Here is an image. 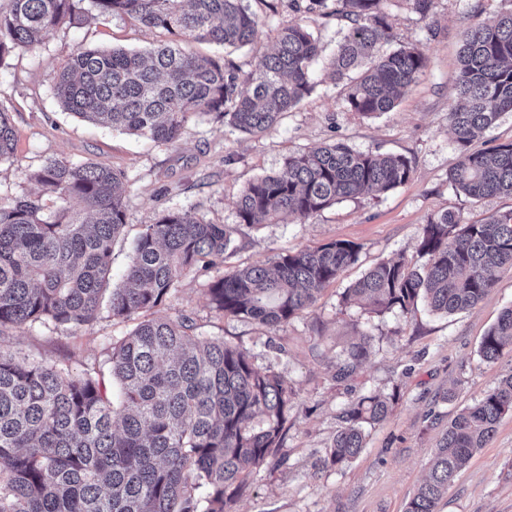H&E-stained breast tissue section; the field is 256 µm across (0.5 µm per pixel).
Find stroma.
<instances>
[{"instance_id":"35a3bbf8","label":"stroma","mask_w":512,"mask_h":512,"mask_svg":"<svg viewBox=\"0 0 512 512\" xmlns=\"http://www.w3.org/2000/svg\"><path fill=\"white\" fill-rule=\"evenodd\" d=\"M248 5L262 22L253 44L228 53L211 43L193 42L190 50L227 57L242 71H251L272 52L278 32L295 16L287 0H248ZM510 10L512 0H436L433 13L424 18L406 0H390L392 47H422L429 66L391 111L374 117L345 111V81H331L325 74L324 65L342 36L341 23L305 15L303 22L319 45L312 65L315 86L258 136L203 115L186 125L175 144L161 145L63 111L50 86L71 50L144 49L165 40L163 31L128 18H91L77 28L62 25L46 43L13 50L0 66V102L9 108L17 137L13 157L0 163V196L35 191L30 175L51 159L90 161L121 172L126 224L113 252V280L123 276L144 224L163 210L188 209L229 231L232 244L223 262L208 273L185 277L170 300L171 310L190 316L198 335L240 346L258 370L284 377L296 403L277 456L250 473L231 512H405L450 420L512 373V346L492 362L479 352L483 336L512 307L510 267L498 272L494 288L475 308L448 315L421 303L405 313L379 314L342 300L344 290L380 261L401 257L420 264L415 245L430 217L449 211L471 223L512 209L511 197L476 202L448 182L458 157L448 112L455 103L461 34ZM337 140L356 151L406 156L413 167L410 180L384 194L335 203L303 224L239 222L237 200L249 181L278 171L291 155ZM332 240L358 244L357 261L313 306L287 323L268 326L211 309L206 296L210 280ZM134 326V321L105 314L70 333L36 324L6 331L0 347L77 375L104 360L113 342ZM364 335L370 342L358 377L336 383L337 353ZM376 393L392 397V412L369 429L359 456L339 470L317 468V458L340 426L342 410L352 400ZM437 512H512V414L449 484Z\"/></svg>"}]
</instances>
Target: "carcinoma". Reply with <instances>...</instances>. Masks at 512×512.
Returning <instances> with one entry per match:
<instances>
[{"mask_svg":"<svg viewBox=\"0 0 512 512\" xmlns=\"http://www.w3.org/2000/svg\"><path fill=\"white\" fill-rule=\"evenodd\" d=\"M0 6V66L18 47L47 41L63 23L86 20L84 0H7ZM288 0L296 14L320 13L346 29L327 76H350L347 111H390L398 93L428 68L417 46L392 51L385 0ZM96 17H128L170 35L144 51L80 47L56 71L53 94L63 109L112 130L176 143L188 122L213 114L237 129L262 133L314 87L318 44L294 21L273 53L244 73L224 58L200 57L192 41L224 47L254 42L259 17L244 0H91ZM456 95L448 127L459 152L449 174L469 198L512 197V142L471 150L478 133L512 112V10L478 22L461 37ZM15 151L9 108L0 101V162ZM413 172L402 155L359 152L342 142L301 151L272 174L249 182L237 202L241 224L281 218L303 224L344 199L384 193ZM38 191L0 197V334L51 323L65 331L89 326L105 311L130 320L112 344L108 370L81 375L0 347V512H226L250 472L280 447L294 392L280 375L256 369L249 354L221 339L193 334L183 314H161L187 275L224 259V225L188 210H166L134 243L123 281L110 286L113 247L126 224L117 192L121 173L84 162L50 160L31 176ZM54 210H48L47 199ZM81 207L74 209L71 201ZM419 268L380 262L347 288L343 301L378 313L409 310L424 300L451 314L475 307L512 267V210L463 224L443 213L422 225ZM359 246L336 240L278 255L208 285L211 308L266 325L290 320L356 261ZM512 345V308L485 334L481 356L493 361ZM362 343L339 355L336 380L353 376ZM388 399L367 395L341 412L343 425L323 468L343 467L364 448L365 426L384 421ZM512 413V375L461 409L442 433L430 471L406 512H436L448 484Z\"/></svg>","mask_w":512,"mask_h":512,"instance_id":"obj_1","label":"carcinoma"}]
</instances>
